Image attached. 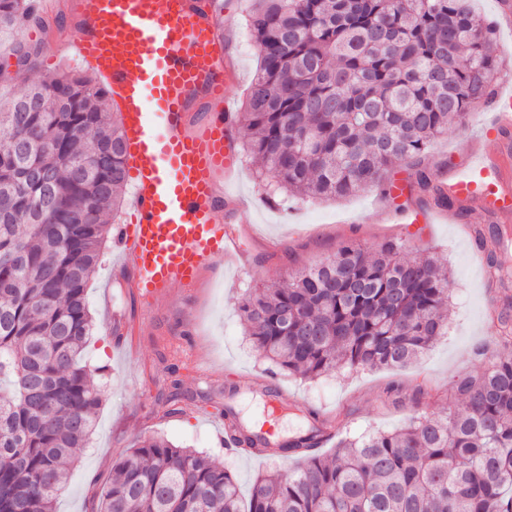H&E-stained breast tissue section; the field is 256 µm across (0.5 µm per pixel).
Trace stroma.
<instances>
[{"label": "stroma", "mask_w": 512, "mask_h": 512, "mask_svg": "<svg viewBox=\"0 0 512 512\" xmlns=\"http://www.w3.org/2000/svg\"><path fill=\"white\" fill-rule=\"evenodd\" d=\"M52 3L42 22L0 31V101L18 96L34 82L52 79L62 66L83 71L71 47L79 34L72 23L74 0ZM251 6L252 0H232L223 18L233 48L227 64L234 72L224 92L236 113L243 110L259 63V51L247 27ZM17 42L39 50L21 78L12 73L16 59L10 48ZM470 118L467 131L449 128L419 166L403 163L392 171L391 182L401 188L394 196L365 189L336 201L282 194L267 203L262 199L258 163L237 152L224 214L228 224L242 231L241 243L254 271L208 268L193 287L173 289L167 299L155 304L145 324L136 322L138 301L126 285V273L114 267L112 252H105L87 288L95 330L85 350V362L102 390L103 402L88 444L70 466L57 512H95L113 465L138 436L162 434L174 444L206 452L234 474L244 494L259 473L291 469L294 462L286 457L226 453L220 440L225 404L234 405L243 420L256 425L265 417L266 399L247 388L259 377L272 376L285 393L299 398L301 412L285 408L278 414V431L292 435L306 428L309 409L337 422L339 429L355 433L394 429L415 409L439 414L448 403L453 378L479 369L475 352L488 345L495 333L488 320L492 292L476 246L458 225L402 224L394 212L428 204V197L408 191L416 170L435 176L455 172L469 160L465 140L496 142L491 107L471 112ZM350 239L369 249L389 240L401 241L409 252L432 256L449 270L445 335L401 368H344L314 380L273 373L272 363L259 355L245 330L238 310L241 301L256 285L286 280ZM174 372L201 396L186 402L183 412L167 414L161 400ZM420 382L434 389L433 397L415 396L414 386ZM393 384L402 391L401 401L395 404L388 397Z\"/></svg>", "instance_id": "1"}]
</instances>
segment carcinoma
I'll return each mask as SVG.
<instances>
[{"label": "carcinoma", "mask_w": 512, "mask_h": 512, "mask_svg": "<svg viewBox=\"0 0 512 512\" xmlns=\"http://www.w3.org/2000/svg\"><path fill=\"white\" fill-rule=\"evenodd\" d=\"M29 0H0V30L29 18ZM260 64L241 125L268 198L378 189L400 163L492 95L494 33L468 0H253ZM127 181L125 145L107 90L64 69L0 104V512H56L67 465L102 402L83 354L94 330L87 285ZM411 190L450 205L425 171ZM488 277L504 263L485 249ZM401 241H354L257 287L239 307L256 351L315 379L341 368L401 367L445 332L448 273ZM502 348L457 376L448 408L412 414L391 432L346 434L335 450L312 416L284 443L243 431L237 450L299 460L258 476L242 502L224 465L161 435L138 437L113 466L97 512H512V297L497 311ZM174 378L165 399L179 411Z\"/></svg>", "instance_id": "1"}]
</instances>
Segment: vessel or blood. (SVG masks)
I'll return each mask as SVG.
<instances>
[{
    "label": "vessel or blood",
    "instance_id": "vessel-or-blood-1",
    "mask_svg": "<svg viewBox=\"0 0 512 512\" xmlns=\"http://www.w3.org/2000/svg\"><path fill=\"white\" fill-rule=\"evenodd\" d=\"M221 16L216 0L77 2L74 52L112 94L132 183L114 256L150 304L206 267L245 260L224 222L234 154ZM439 187L450 206L401 211L402 223H460L461 203L512 222V145L472 149Z\"/></svg>",
    "mask_w": 512,
    "mask_h": 512
}]
</instances>
